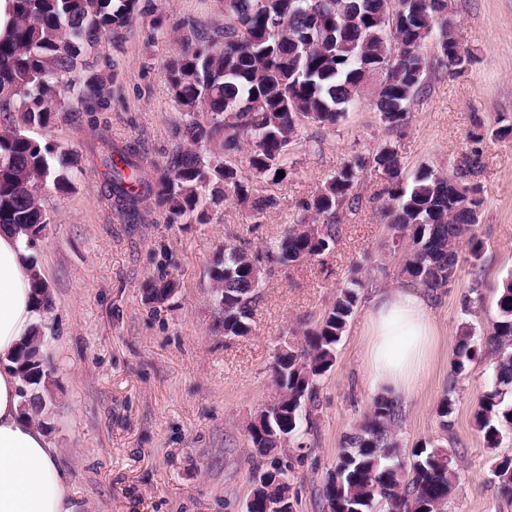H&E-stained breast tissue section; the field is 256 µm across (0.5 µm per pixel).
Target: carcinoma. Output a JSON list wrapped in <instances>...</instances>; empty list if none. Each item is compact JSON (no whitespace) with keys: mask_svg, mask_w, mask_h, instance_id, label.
<instances>
[{"mask_svg":"<svg viewBox=\"0 0 512 512\" xmlns=\"http://www.w3.org/2000/svg\"><path fill=\"white\" fill-rule=\"evenodd\" d=\"M443 0H223L224 41L194 34L168 60L164 76L176 101L187 110L204 106L207 122L185 124L186 146L157 181L141 176L142 153L135 142L117 145L98 139L92 155L104 168L105 191L112 207L129 224L143 220L146 199L179 224L187 216L206 221L200 209L201 191L210 189L216 203L232 192L261 212L272 201L254 197L250 177L279 181L288 172L285 158L307 119L332 126L360 96L375 74L384 78L373 107L391 129L403 126L408 105L425 90L427 59L422 52ZM141 13L140 0H7L8 30L0 35V114L12 120L0 127V226H10L31 244L42 237L48 219L40 189L47 183L61 191L66 175L52 170L49 151L32 139L29 127L47 123L58 110L57 89L63 88L80 105L90 124L107 126L103 112L110 107L106 83L110 77L77 63L87 47L103 35H117ZM309 38L308 55L297 54V43ZM246 144L247 172L224 161V152ZM374 163L392 180L384 212L394 237L406 246L400 275L431 292L456 279L460 247L466 260H481L484 244L474 232L483 204L478 184L481 150L473 148L453 175L423 169L411 185L401 184L398 151L381 148ZM361 166L341 167L304 209L323 217V228L293 224L273 249L252 255L233 249L215 262L210 277L214 299H224V336L241 337L252 330L253 307L263 263L288 264L326 251L339 232V212L359 205L354 193ZM164 278L149 282L145 294L168 299ZM363 283L350 280L336 296L318 327L308 331L301 347L275 355V384L288 397L260 412L249 425L255 455L265 470L285 475L280 457L281 436L300 440L303 410L316 397L317 382L332 366L334 352L347 322L360 301ZM36 303L53 307L46 280H34ZM499 319L493 331L474 340L459 336L452 377L478 360L491 362L494 383L474 413L486 448L498 447L503 429L512 428V278L498 288ZM48 339L35 333L19 349L16 364L35 411L46 405L50 371ZM454 401L446 396L438 415L444 432L453 430ZM401 419L397 400L380 394L356 432L345 439L346 449L323 489L327 512H374L384 503L387 512H445L458 482L453 458L443 448L423 445L404 462L397 442ZM493 476L502 498L512 502V455L492 457Z\"/></svg>","mask_w":512,"mask_h":512,"instance_id":"carcinoma-1","label":"carcinoma"}]
</instances>
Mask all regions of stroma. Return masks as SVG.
Returning a JSON list of instances; mask_svg holds the SVG:
<instances>
[{
    "mask_svg": "<svg viewBox=\"0 0 512 512\" xmlns=\"http://www.w3.org/2000/svg\"><path fill=\"white\" fill-rule=\"evenodd\" d=\"M143 12L119 35L102 38L89 62L111 75L107 132L139 142L143 173L156 181L184 146L188 116L166 81V61L194 32L224 35L220 0H141ZM454 33L471 62L450 74L437 37L423 47L426 89L409 105L401 131L389 129L364 93L336 125L303 122L288 150L291 172L281 182L258 180L272 206L255 211L227 196L206 204L209 219L168 223L151 209L146 223H123L105 196L90 153L98 131L84 113L57 112L30 136L46 145L52 167L69 178L68 192L46 187L49 224L28 249L47 281L53 308L42 330L49 340L51 396L34 420L57 448L80 512H246L257 460L248 427L273 405L274 355L283 341L302 342L360 268L363 295L399 289V258L380 212L391 180L372 162L384 145L396 147L405 180L421 168L451 175L473 148L481 126L483 200L476 235L484 243L479 266L462 261L459 275L431 302L439 329L434 363L415 394L401 404L402 453L420 444L447 449L459 474L447 512H512L498 494L493 453L512 454V428L489 451L474 424L480 397L493 384L489 362H474L450 382L460 334L489 335L498 318L497 290L512 276V0H450ZM164 20L163 31L151 25ZM363 161L357 209L342 213L341 232L322 254L263 273L252 332L224 334L212 297L210 272L223 252L264 251L297 218L316 223L302 204L343 165ZM163 277L174 296L147 303L143 286ZM366 306L349 318L331 369L317 383L306 449L284 450L295 512H323L322 489L342 450L370 411L374 394L363 359ZM455 400L453 430L440 426L438 406Z\"/></svg>",
    "mask_w": 512,
    "mask_h": 512,
    "instance_id": "1",
    "label": "stroma"
}]
</instances>
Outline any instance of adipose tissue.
<instances>
[{
	"label": "adipose tissue",
	"instance_id": "obj_1",
	"mask_svg": "<svg viewBox=\"0 0 512 512\" xmlns=\"http://www.w3.org/2000/svg\"><path fill=\"white\" fill-rule=\"evenodd\" d=\"M25 239L0 227V512H76L57 450L25 414L13 358L44 318L31 281ZM364 360L371 388L411 397L428 370L438 328L428 296L418 289L374 296L365 323Z\"/></svg>",
	"mask_w": 512,
	"mask_h": 512
}]
</instances>
